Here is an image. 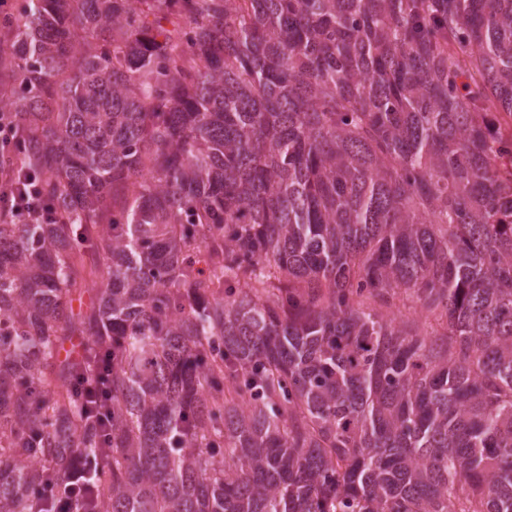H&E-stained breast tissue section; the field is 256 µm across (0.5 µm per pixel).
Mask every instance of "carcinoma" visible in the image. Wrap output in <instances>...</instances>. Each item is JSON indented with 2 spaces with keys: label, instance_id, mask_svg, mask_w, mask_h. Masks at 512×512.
Returning a JSON list of instances; mask_svg holds the SVG:
<instances>
[{
  "label": "carcinoma",
  "instance_id": "cac0c4a2",
  "mask_svg": "<svg viewBox=\"0 0 512 512\" xmlns=\"http://www.w3.org/2000/svg\"><path fill=\"white\" fill-rule=\"evenodd\" d=\"M3 29L0 512H512V0ZM366 305L384 320L396 318L397 321H409L418 327L421 335L429 334L439 329L434 318L428 316V314L418 307L409 295L403 291L397 294L393 300L392 307L381 305L372 300H367Z\"/></svg>",
  "mask_w": 512,
  "mask_h": 512
}]
</instances>
